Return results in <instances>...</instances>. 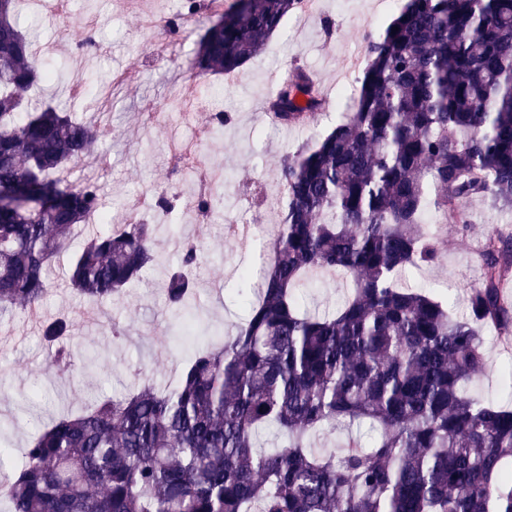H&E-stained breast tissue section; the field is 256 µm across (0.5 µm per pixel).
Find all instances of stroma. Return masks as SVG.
<instances>
[{
  "label": "stroma",
  "instance_id": "1",
  "mask_svg": "<svg viewBox=\"0 0 512 512\" xmlns=\"http://www.w3.org/2000/svg\"><path fill=\"white\" fill-rule=\"evenodd\" d=\"M405 0H313L310 8L293 13L272 37L266 52L235 73L214 77L216 91L208 100L186 110L178 96L192 82L190 61L209 18L200 15L190 36L180 39L174 52L154 53L151 41L138 36L143 18L181 17L183 0H70L65 14L40 13L37 40L50 44L47 59L60 68L58 84L67 87L74 77L89 84L118 78L112 89L108 118L112 137L101 151L109 160L99 172L102 202L111 212H132L140 220L151 217L149 203L156 192L178 187L184 197L197 191L186 172H174L171 146L196 141L203 157L224 168L223 181L212 182L220 215L198 225L191 213L181 215V234L198 237L203 261L194 277L199 291V316L192 329L205 334L211 325L236 333L247 311L238 294L245 258L256 254L257 224L277 223L270 202L281 195L277 171L284 154L312 146L350 112L357 79L367 55L368 37L383 35ZM330 19L325 31L322 19ZM92 20L97 24L95 45L78 50L68 31ZM301 66L310 72L324 98L304 125L283 129L273 125L266 106L282 75ZM231 117L223 136L209 134V116ZM472 222L460 232L449 224L429 225L443 246L436 259L411 269L405 285L423 287L460 313L470 288L480 283V251L493 229L512 232V211L494 209L484 199L470 205ZM176 237L158 239V262L144 270L125 290L122 300L99 305L82 299L68 286L67 258L56 260L54 288L46 297L44 319L66 315L74 320L73 341L78 352L98 351L101 359L88 372L62 383L48 369L47 346L40 330L31 329L23 313L0 319V331L14 338L0 347V420L9 429L1 440L13 455L27 447L37 418L50 419L84 407L89 395L120 396L148 377L165 387L178 374L184 356L173 345L177 320L169 310L162 288L164 267L176 256ZM119 323L127 336L112 342L107 331ZM489 368L470 387L472 394L512 407V345L496 333L485 332Z\"/></svg>",
  "mask_w": 512,
  "mask_h": 512
}]
</instances>
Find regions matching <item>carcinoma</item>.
Returning a JSON list of instances; mask_svg holds the SVG:
<instances>
[{
	"mask_svg": "<svg viewBox=\"0 0 512 512\" xmlns=\"http://www.w3.org/2000/svg\"><path fill=\"white\" fill-rule=\"evenodd\" d=\"M25 0H0V312L40 309L50 270L91 216L100 229L70 257L69 282L100 304L120 298L156 261V232L182 207L216 211L203 187L183 201L152 198L157 223L116 224L98 179L60 178L102 158L103 120L79 119L27 92L54 81L19 19ZM305 0H233L206 9L190 68L230 74L264 52ZM398 31H392V28ZM272 118L288 127L320 107L301 70L280 82ZM282 218L268 243L258 300L244 297L236 334L192 343L174 385L144 383L95 398L79 415L34 428L24 455L0 476L4 512H512V408L468 394L488 367L482 331L512 334L501 285L512 239L487 236L481 283L453 316L400 276L431 263L438 243L424 216L470 223L476 197L512 207V0H406L368 58L352 111L314 146L282 159ZM202 253L182 241L163 288L190 322L199 294L189 271ZM317 270L351 280L335 306L312 312L303 288ZM72 323L42 329L61 374L74 354L57 341ZM363 423L335 450L319 432Z\"/></svg>",
	"mask_w": 512,
	"mask_h": 512,
	"instance_id": "obj_1",
	"label": "carcinoma"
}]
</instances>
